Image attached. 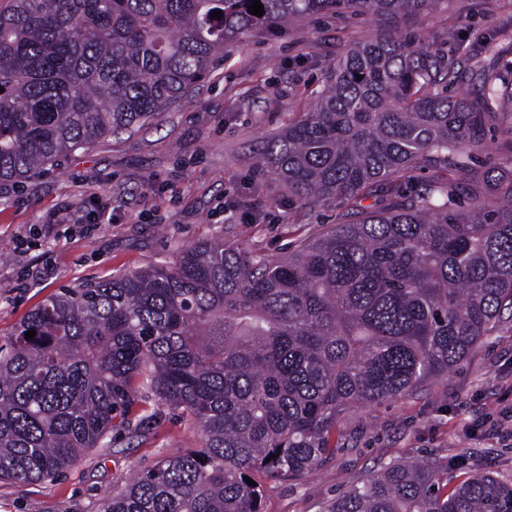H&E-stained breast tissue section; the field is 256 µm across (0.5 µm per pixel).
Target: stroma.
Instances as JSON below:
<instances>
[{
	"label": "stroma",
	"mask_w": 512,
	"mask_h": 512,
	"mask_svg": "<svg viewBox=\"0 0 512 512\" xmlns=\"http://www.w3.org/2000/svg\"><path fill=\"white\" fill-rule=\"evenodd\" d=\"M512 0H443L401 20L424 47L455 33L497 36ZM384 22L298 16L278 32L258 30L224 49L208 78L139 130L111 134L35 171L0 183V335L64 288L165 264L177 248L215 237L279 256L342 222V207L302 208L258 163L268 138L310 111L317 90L357 43ZM107 205L111 219L90 236L68 231ZM512 403V320H505L447 377L410 396L370 405L336 426V451L301 478L264 485L262 512H328L352 482L391 463L432 458L458 475L489 468L512 479V436L485 425ZM153 397L139 395L126 426L113 430L58 478L0 480V512H96L100 499L161 459L201 445L180 412L163 410L139 428Z\"/></svg>",
	"instance_id": "stroma-1"
}]
</instances>
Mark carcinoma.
<instances>
[{"mask_svg":"<svg viewBox=\"0 0 512 512\" xmlns=\"http://www.w3.org/2000/svg\"><path fill=\"white\" fill-rule=\"evenodd\" d=\"M260 2L257 17L252 0H3L0 182L157 115L257 30L313 14L399 21L441 0ZM506 51L512 37L498 51L479 38L461 68L397 33L359 43L261 156L302 206L357 219L277 257L211 239L31 311L0 338V479L60 476L146 389L202 445L99 512H262L256 476L301 477L336 451L342 416L448 376L512 316V170L472 165L512 107V72L493 60ZM465 81L474 94L448 93ZM419 164L436 178L403 190ZM380 185L385 202L362 206ZM328 512H512V480L480 471L450 487L446 463L387 464Z\"/></svg>","mask_w":512,"mask_h":512,"instance_id":"cac0c4a2","label":"carcinoma"}]
</instances>
